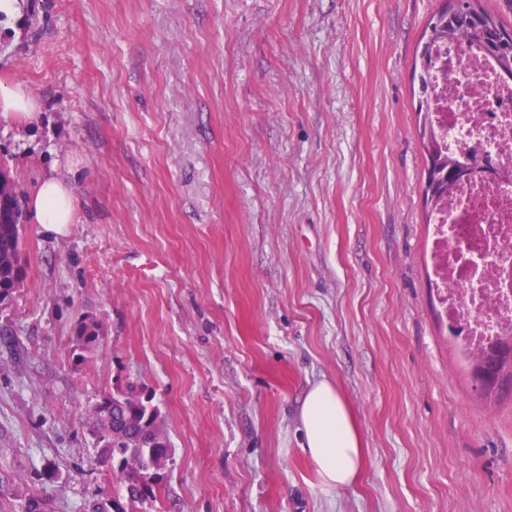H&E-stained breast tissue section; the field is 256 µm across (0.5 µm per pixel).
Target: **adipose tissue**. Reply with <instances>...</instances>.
<instances>
[{"label": "adipose tissue", "instance_id": "obj_1", "mask_svg": "<svg viewBox=\"0 0 512 512\" xmlns=\"http://www.w3.org/2000/svg\"><path fill=\"white\" fill-rule=\"evenodd\" d=\"M32 223L61 232L74 223L73 185L58 175L42 178L27 200ZM300 447L321 485L328 490L352 486L366 464V451L355 416L336 387L326 380L309 383L298 407Z\"/></svg>", "mask_w": 512, "mask_h": 512}]
</instances>
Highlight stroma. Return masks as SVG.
I'll return each mask as SVG.
<instances>
[{
    "label": "stroma",
    "instance_id": "obj_1",
    "mask_svg": "<svg viewBox=\"0 0 512 512\" xmlns=\"http://www.w3.org/2000/svg\"><path fill=\"white\" fill-rule=\"evenodd\" d=\"M442 0H22L0 19V120L31 191L69 177L75 223H28L0 309V448L56 512L111 493L87 420L153 394L174 450L153 512H512V388L462 367L427 273L415 63ZM102 336L85 361L73 325ZM336 384L367 451L325 490L299 442ZM0 117L20 122L37 118L38 106L25 93L21 85L5 89L0 93Z\"/></svg>",
    "mask_w": 512,
    "mask_h": 512
}]
</instances>
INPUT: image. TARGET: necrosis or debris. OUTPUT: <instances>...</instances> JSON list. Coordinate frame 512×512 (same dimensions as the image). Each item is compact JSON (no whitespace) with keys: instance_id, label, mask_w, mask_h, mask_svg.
Wrapping results in <instances>:
<instances>
[{"instance_id":"necrosis-or-debris-1","label":"necrosis or debris","mask_w":512,"mask_h":512,"mask_svg":"<svg viewBox=\"0 0 512 512\" xmlns=\"http://www.w3.org/2000/svg\"><path fill=\"white\" fill-rule=\"evenodd\" d=\"M428 86L433 131L444 152L475 149L471 171L431 217L429 260L448 337L462 365L512 335V80L475 45L445 42Z\"/></svg>"}]
</instances>
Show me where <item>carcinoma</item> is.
<instances>
[{
	"instance_id": "carcinoma-1",
	"label": "carcinoma",
	"mask_w": 512,
	"mask_h": 512,
	"mask_svg": "<svg viewBox=\"0 0 512 512\" xmlns=\"http://www.w3.org/2000/svg\"><path fill=\"white\" fill-rule=\"evenodd\" d=\"M453 11L440 9L432 18L426 42L420 55L419 109L423 116L421 136L428 155L427 181L424 196L429 209L434 211L448 197L449 186L457 180L456 173L463 162L439 151L429 120L425 98L432 66L431 50L443 41L477 44L498 63L500 71L508 72L512 79V43L504 47L497 41L493 27L500 22L480 6V0H457ZM11 181L13 194L0 201V305L9 304L23 287L25 265L21 246V230L25 224L24 190L6 170L0 171ZM101 327L98 324L78 321L74 328L78 349L88 351L96 344ZM110 416L124 422L128 428L147 441L160 416L157 405L149 402L136 405L116 400ZM9 448H0V512H54L53 500L36 489L28 480L7 465ZM118 453L125 458L121 469V482L112 494L90 501L84 512H111L112 503H121V512H150L160 496L156 484L142 479L151 456L174 459L169 437L153 442L150 448H121Z\"/></svg>"
}]
</instances>
